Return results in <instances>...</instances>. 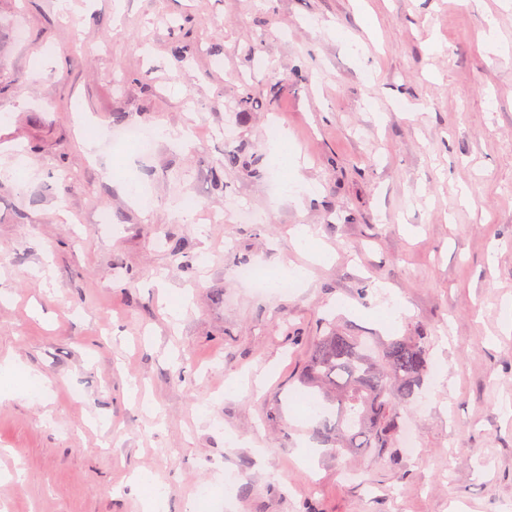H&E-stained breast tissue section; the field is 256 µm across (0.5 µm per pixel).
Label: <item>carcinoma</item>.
Instances as JSON below:
<instances>
[{
	"label": "carcinoma",
	"instance_id": "1",
	"mask_svg": "<svg viewBox=\"0 0 512 512\" xmlns=\"http://www.w3.org/2000/svg\"><path fill=\"white\" fill-rule=\"evenodd\" d=\"M430 371L425 349L406 337L371 350L329 325L309 354L301 382L319 388L332 406L319 423L331 451L378 456L401 435L399 404L422 395Z\"/></svg>",
	"mask_w": 512,
	"mask_h": 512
}]
</instances>
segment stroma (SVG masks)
<instances>
[{
    "mask_svg": "<svg viewBox=\"0 0 512 512\" xmlns=\"http://www.w3.org/2000/svg\"><path fill=\"white\" fill-rule=\"evenodd\" d=\"M74 3L0 0V362L49 380L0 401V512H142L143 472L163 512L202 486L212 512H512V0ZM190 119L193 146L111 141ZM272 123L302 198L272 186ZM230 147L257 168H224ZM190 195L224 223L183 221ZM284 260L310 270L290 293L235 275ZM325 318L440 366L399 407L418 453L337 455L298 413Z\"/></svg>",
    "mask_w": 512,
    "mask_h": 512,
    "instance_id": "stroma-1",
    "label": "stroma"
}]
</instances>
